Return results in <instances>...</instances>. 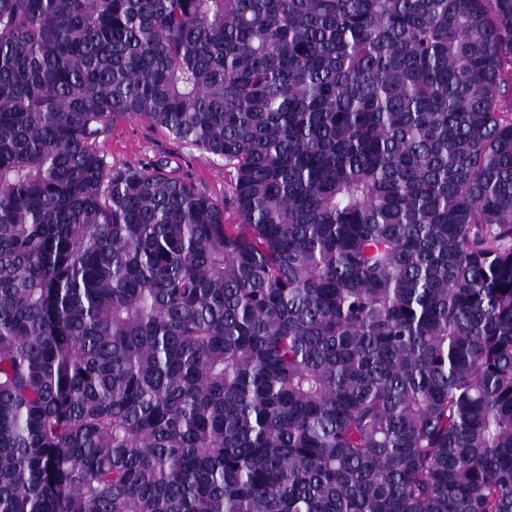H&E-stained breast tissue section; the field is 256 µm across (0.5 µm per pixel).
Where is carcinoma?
<instances>
[{
  "mask_svg": "<svg viewBox=\"0 0 512 512\" xmlns=\"http://www.w3.org/2000/svg\"><path fill=\"white\" fill-rule=\"evenodd\" d=\"M509 96L512 0H0V512H512ZM99 147L106 160L118 167L161 168L173 176L187 179L218 202L228 191L229 167L195 147L176 140L167 130L146 119L108 121L100 135Z\"/></svg>",
  "mask_w": 512,
  "mask_h": 512,
  "instance_id": "cac0c4a2",
  "label": "carcinoma"
}]
</instances>
